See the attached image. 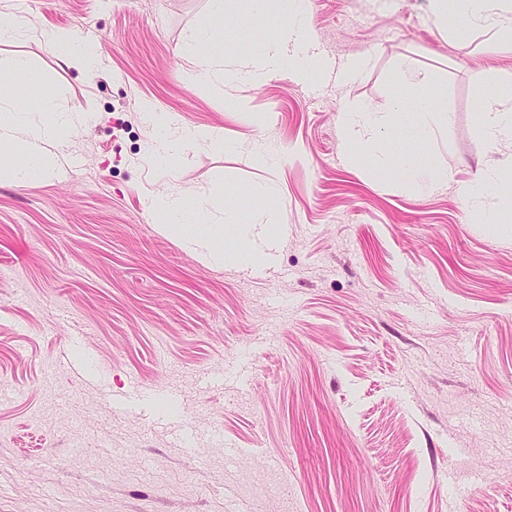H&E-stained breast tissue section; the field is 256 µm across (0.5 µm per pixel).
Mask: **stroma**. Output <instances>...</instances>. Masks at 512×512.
<instances>
[{
  "mask_svg": "<svg viewBox=\"0 0 512 512\" xmlns=\"http://www.w3.org/2000/svg\"><path fill=\"white\" fill-rule=\"evenodd\" d=\"M1 7L94 41L99 64L0 43V73L29 64L0 113L93 117L54 175L0 176V512H512V236L459 194L489 154L512 176L477 106L512 89V40L436 22L431 0H310L323 69L216 89L189 51L207 0ZM229 19L223 52L252 69L274 20ZM411 68L450 121L385 145L447 169L432 193L402 168L370 176L341 134ZM147 102L216 136L186 153L185 196L242 221L276 204L273 265L159 230Z\"/></svg>",
  "mask_w": 512,
  "mask_h": 512,
  "instance_id": "obj_1",
  "label": "stroma"
}]
</instances>
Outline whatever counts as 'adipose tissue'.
Listing matches in <instances>:
<instances>
[{"instance_id":"adipose-tissue-1","label":"adipose tissue","mask_w":512,"mask_h":512,"mask_svg":"<svg viewBox=\"0 0 512 512\" xmlns=\"http://www.w3.org/2000/svg\"><path fill=\"white\" fill-rule=\"evenodd\" d=\"M437 18L454 15L473 25L489 22L491 6H498L512 14V0H432ZM252 11L264 13L276 10L278 24L287 28V37H273L266 48L257 70L244 71L225 58L220 49L224 39L234 38L232 29L224 25L229 12V0H209V14L215 24L203 28L199 38L203 44L197 50L196 78L215 86L238 81L261 83L266 75L296 69L302 57L319 64V55L311 51L312 40L308 23V0H248ZM35 35L51 52L65 61H78L86 67L95 63V48L89 42H79L70 35L51 28L36 29ZM479 122L481 132L490 147L504 142L512 143V103L504 104L499 95L479 94ZM145 120L158 134L157 149L164 156L170 170H177L183 153L205 144L206 136L191 131L181 117L170 112H157L144 106ZM88 121L82 112H57L44 106L37 117L24 112L0 114V154L24 155V168L10 170V178L25 181L35 176H46L53 170L56 152L64 141L76 134ZM447 112L436 111L429 98L415 101L395 99L386 112H346L341 118L344 141L357 145L360 155L369 160V171L381 175L396 167L417 168L415 154L389 153L381 144V133L390 132L406 141L417 143L431 132L447 126ZM504 188V201L512 205V186L503 187L502 169L495 159H488L475 176L460 186L459 193L467 206L482 209V219L488 230L500 235H512V226L503 224L499 211L484 209L487 195ZM152 210L163 220V229L180 237L202 256L228 260L245 266L255 260L273 261L279 251L280 236L277 212L267 206L257 208L250 223L238 225V235L247 242L246 248L227 251L224 248V226L212 221L207 201H190L179 190L173 189L152 200Z\"/></svg>"}]
</instances>
